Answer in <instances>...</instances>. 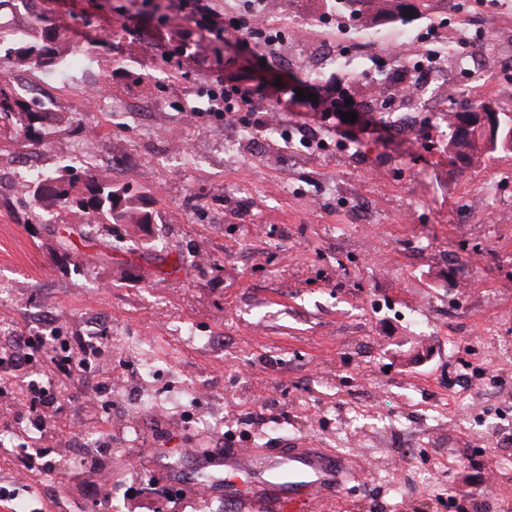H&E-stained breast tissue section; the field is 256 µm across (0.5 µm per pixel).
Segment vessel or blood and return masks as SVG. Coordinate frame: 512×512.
<instances>
[{"mask_svg": "<svg viewBox=\"0 0 512 512\" xmlns=\"http://www.w3.org/2000/svg\"><path fill=\"white\" fill-rule=\"evenodd\" d=\"M224 497L237 512H320L352 470L350 459L321 448H284L275 456L224 451Z\"/></svg>", "mask_w": 512, "mask_h": 512, "instance_id": "1", "label": "vessel or blood"}]
</instances>
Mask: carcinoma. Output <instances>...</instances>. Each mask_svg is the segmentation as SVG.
I'll use <instances>...</instances> for the list:
<instances>
[{"label":"carcinoma","mask_w":512,"mask_h":512,"mask_svg":"<svg viewBox=\"0 0 512 512\" xmlns=\"http://www.w3.org/2000/svg\"><path fill=\"white\" fill-rule=\"evenodd\" d=\"M28 26L27 33L0 27L3 57L33 70H56L62 62L59 43L63 26L35 10L29 13ZM52 121V113L34 108L9 78L0 79V135L5 133L46 145L52 137ZM472 147V141L448 132V149L455 155L466 159ZM30 192L35 207L79 211L90 229L99 224L109 229L114 224H136L144 228L155 219L141 196L114 185L112 179L96 173L85 163L71 161L58 175L37 177Z\"/></svg>","instance_id":"obj_1"}]
</instances>
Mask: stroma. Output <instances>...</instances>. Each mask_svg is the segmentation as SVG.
Wrapping results in <instances>:
<instances>
[{"instance_id": "stroma-1", "label": "stroma", "mask_w": 512, "mask_h": 512, "mask_svg": "<svg viewBox=\"0 0 512 512\" xmlns=\"http://www.w3.org/2000/svg\"><path fill=\"white\" fill-rule=\"evenodd\" d=\"M420 19L362 25L340 0H290L287 45L267 51L237 32L215 60L209 40L169 0H44L66 27L61 70L8 66L27 98L55 114L50 147L0 138V358L40 336L38 311L68 336L97 322L95 362L50 370L41 354L0 367V512H229L223 496L188 494L194 449L331 448L357 456L361 475L324 512H512V151L477 149L452 161L439 115L474 102L506 104L512 84H466L470 65L512 63V0H410ZM102 41L76 54L87 37ZM450 54L438 82L396 100L389 122L369 111L377 79L400 89L410 67ZM266 66L282 81L316 85L317 101L290 100L250 80ZM153 70L143 84L124 67ZM251 91L269 121L314 132L290 148L268 132L224 148L236 121L210 113L217 82ZM340 82L360 125L323 114ZM151 112L142 122L132 105ZM92 157L115 185L156 212L141 230L122 224L75 235L78 212L28 221L27 164L55 169ZM77 257L61 269V239ZM139 342L164 360L155 382L185 407L224 400V434H196L167 403L139 415L98 394L129 396ZM426 358H416L420 348ZM463 373L457 406L448 385ZM100 433V467L75 464L68 438ZM51 470H43L44 461Z\"/></svg>"}]
</instances>
